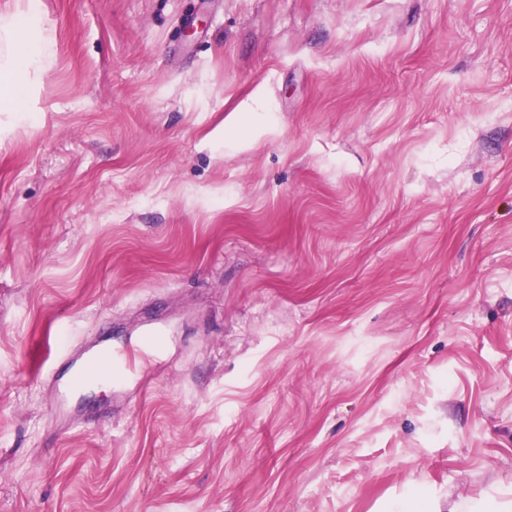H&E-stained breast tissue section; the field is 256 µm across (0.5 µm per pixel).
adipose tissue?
I'll return each instance as SVG.
<instances>
[{"label":"adipose tissue","mask_w":512,"mask_h":512,"mask_svg":"<svg viewBox=\"0 0 512 512\" xmlns=\"http://www.w3.org/2000/svg\"><path fill=\"white\" fill-rule=\"evenodd\" d=\"M52 54L49 40L32 42L23 13L0 17V108L25 111L28 75L42 70Z\"/></svg>","instance_id":"1"}]
</instances>
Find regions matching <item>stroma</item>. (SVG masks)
<instances>
[{
	"instance_id": "1",
	"label": "stroma",
	"mask_w": 512,
	"mask_h": 512,
	"mask_svg": "<svg viewBox=\"0 0 512 512\" xmlns=\"http://www.w3.org/2000/svg\"><path fill=\"white\" fill-rule=\"evenodd\" d=\"M29 26L53 54L0 112V512L512 505V0H35ZM259 87L252 137L212 142ZM108 347L130 376L72 387Z\"/></svg>"
}]
</instances>
